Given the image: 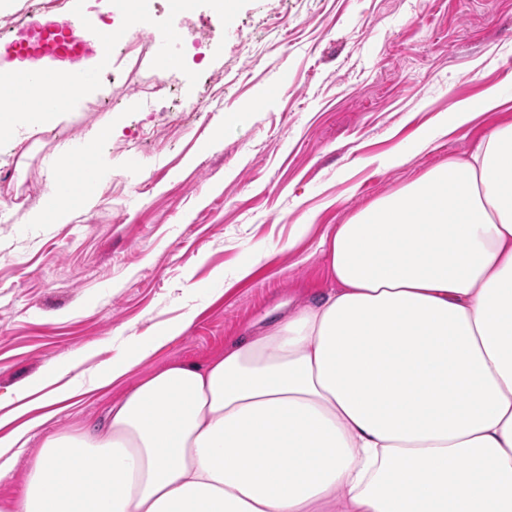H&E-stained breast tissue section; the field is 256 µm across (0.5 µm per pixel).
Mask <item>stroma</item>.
Listing matches in <instances>:
<instances>
[{"label":"stroma","mask_w":512,"mask_h":512,"mask_svg":"<svg viewBox=\"0 0 512 512\" xmlns=\"http://www.w3.org/2000/svg\"><path fill=\"white\" fill-rule=\"evenodd\" d=\"M175 18L205 37L201 65L181 53L163 66L151 43L113 54L49 126L20 116L0 136V177L11 178L0 194V417L61 365L83 380L135 341L161 340L121 381L57 405L0 479V500L21 492L43 438L99 424L143 375L223 355L331 288L323 235L512 123V0H158L141 20ZM492 90L508 105L483 111ZM462 100L479 112L469 128L420 148L421 128ZM254 102L247 123H227ZM92 134L69 190L93 206L33 223L51 207L57 147ZM401 150L407 163L380 166ZM190 309L192 323L166 337Z\"/></svg>","instance_id":"obj_1"}]
</instances>
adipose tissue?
Masks as SVG:
<instances>
[{
	"label": "adipose tissue",
	"instance_id": "ef3b65f1",
	"mask_svg": "<svg viewBox=\"0 0 512 512\" xmlns=\"http://www.w3.org/2000/svg\"><path fill=\"white\" fill-rule=\"evenodd\" d=\"M321 246L334 288L46 438L6 512H512V124Z\"/></svg>",
	"mask_w": 512,
	"mask_h": 512
}]
</instances>
